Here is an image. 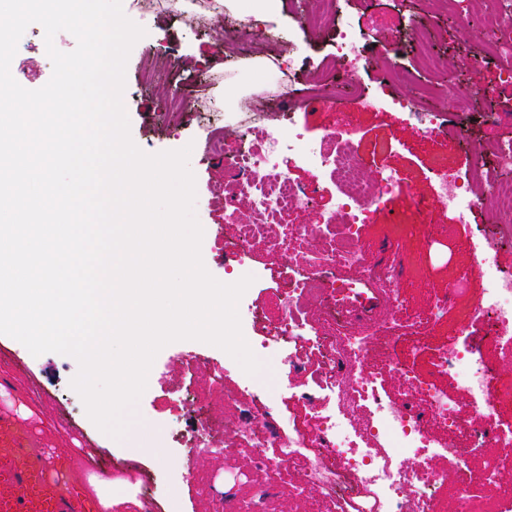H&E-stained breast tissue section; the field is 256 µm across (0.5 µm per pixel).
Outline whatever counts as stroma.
Instances as JSON below:
<instances>
[{"mask_svg":"<svg viewBox=\"0 0 512 512\" xmlns=\"http://www.w3.org/2000/svg\"><path fill=\"white\" fill-rule=\"evenodd\" d=\"M192 0H155L150 15L142 20L146 34L132 48L126 65L123 94L130 121V135L145 153L191 147L189 165L196 178L195 214L204 230L203 263L222 283L238 281L243 274L254 281L238 304L242 332L264 367L248 376L223 350L194 340L165 346L151 367L152 379L141 396L136 414L123 439L100 431L89 419L81 397L70 382L78 372L77 361L58 353L33 356L17 340L0 335V449L27 444L39 448L57 463L48 472L56 482L58 472L77 475L72 488L78 498L94 496L96 487L119 493L132 491L131 477L116 469L133 462L156 481L160 512H214L219 490L233 488L242 500L252 498L258 484L278 487L267 506L272 512H310L311 498L294 493L286 477L255 472L248 456L225 458L217 449L189 453L175 441L174 431L198 423L194 406L176 403L179 390L192 384L207 403L208 414L235 428L236 419L224 408V392L249 385L257 399L277 404L284 416H299L292 394L301 384H288L279 353L264 348L262 322L251 310L263 309L278 316L277 296L285 287L288 271L263 243L253 246L246 272L236 269V250L230 245L235 224L252 221L249 202L233 184L225 167L236 152V117L247 106L263 105L271 120L251 129L250 140L287 134L289 126L304 130L313 140L338 132L351 140L363 174L376 182L380 172L396 171L401 188L388 196L384 209L368 212L359 225V237L370 266L402 265L397 292L403 303L394 314L389 301L369 293L354 301V308L372 312L373 324L358 325L370 336L373 352L396 350L407 356L406 344H394L404 319H415L411 334L424 347L412 366L418 378H428L440 351L469 344L478 347L500 386H512V355L484 343L489 328L468 311L483 284L467 272L475 247L483 237L506 232L507 221L490 195L500 176L493 166L498 148L512 142V86L501 82L505 60L489 54L486 43L470 29L479 22L487 0H464L466 21H458L442 0H340L342 10L356 25L355 51L359 68L354 74L329 67L336 48L337 23L317 26L320 0H281L276 14L263 23L247 21L224 0H212L211 24L187 23L176 8H190ZM398 33L395 53L385 54L384 39ZM443 63L442 69L424 67L420 48ZM482 58L478 70H470V58ZM52 62L46 52L44 30L30 25L21 37L11 62L14 79L24 88L43 87L51 78ZM325 78L328 93L313 94L309 86ZM179 87L186 112L169 110L172 87ZM465 86L478 87L465 108H458L457 94ZM373 90L387 99L385 108L363 111L349 107L354 93ZM409 96L419 102L417 111L393 106L392 98ZM204 112L222 115L223 156H213L199 128ZM440 115L441 130L432 137L418 134L427 113ZM472 174L471 191L478 203L467 223L442 206L436 197V167ZM338 185L324 179L318 205L308 212L282 214L285 224H304L310 229L309 249L322 251L330 237L318 221V213L336 206ZM456 292L447 315L425 320L448 285ZM200 353L226 369L223 386L210 383L205 370H190L187 352ZM151 431L161 453L146 450L130 454L127 448ZM97 458L113 467V474L88 473V459Z\"/></svg>","mask_w":512,"mask_h":512,"instance_id":"stroma-1","label":"stroma"}]
</instances>
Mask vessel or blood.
Masks as SVG:
<instances>
[{
    "label": "vessel or blood",
    "mask_w": 512,
    "mask_h": 512,
    "mask_svg": "<svg viewBox=\"0 0 512 512\" xmlns=\"http://www.w3.org/2000/svg\"><path fill=\"white\" fill-rule=\"evenodd\" d=\"M46 464L28 462L24 449L0 458V512H72L69 489L49 485Z\"/></svg>",
    "instance_id": "obj_1"
}]
</instances>
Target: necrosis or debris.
<instances>
[{"instance_id":"4bbe7bcc","label":"necrosis or debris","mask_w":512,"mask_h":512,"mask_svg":"<svg viewBox=\"0 0 512 512\" xmlns=\"http://www.w3.org/2000/svg\"><path fill=\"white\" fill-rule=\"evenodd\" d=\"M480 36H492L499 57L512 58V0H490ZM312 168L316 180L301 185L288 175L285 157ZM250 208L254 224L235 227L239 266L254 242L260 241L295 275L279 295L280 316L272 323L265 344L287 342L284 365L288 376H309L317 394L302 396L307 425L281 419L269 405H261L260 418L239 413L248 389L224 397L225 409L237 412L238 426L225 433V457L250 455L255 470L288 473L298 491H320L335 502V512H440V491H447L452 512H505L500 495L503 470H512V429L496 423L501 392L492 384L489 367L478 351L462 346L439 357L440 368L454 372L472 410L483 425L474 426L458 416L454 401L438 382L414 381L409 365L396 356H381V372L408 380L398 395L383 396L376 377L366 372L369 336L350 331L345 300L360 289L382 288L398 302L396 271L366 265L358 225L364 212L380 207L385 196L400 186L395 174L381 176L370 185L359 172L350 140L333 135L328 144L306 141L289 128L287 136H270L240 148L228 160ZM336 178L340 190L335 210L323 214L324 226L342 225L345 242L324 250L319 261L301 262L306 250L307 227L280 224L283 212L310 209L318 194L317 179ZM502 245L487 237L478 246L475 273L487 286L472 308L495 330V345L512 335V273L503 272L496 254ZM356 270L357 278H343V269ZM320 297L324 331L305 317L309 294ZM319 359L308 364L309 355ZM501 450L484 468L469 466L470 457L488 444ZM438 459L454 464L452 471L435 467Z\"/></svg>"}]
</instances>
